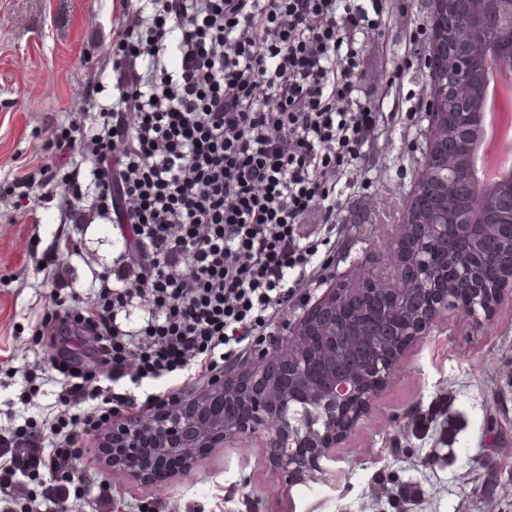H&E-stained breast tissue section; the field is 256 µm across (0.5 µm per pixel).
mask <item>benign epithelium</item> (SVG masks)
I'll return each instance as SVG.
<instances>
[{"label": "benign epithelium", "mask_w": 512, "mask_h": 512, "mask_svg": "<svg viewBox=\"0 0 512 512\" xmlns=\"http://www.w3.org/2000/svg\"><path fill=\"white\" fill-rule=\"evenodd\" d=\"M428 66L430 130L420 178L408 194L393 265L348 288H331L302 317L288 350L255 352L241 376L211 374L199 393L172 395L147 418L112 423L104 446L112 471L148 476L140 462L259 438L286 483L315 473L385 390L405 348L449 311L490 316L512 297V191L469 187L475 128L466 88L487 69L512 72V0H432ZM493 266L495 285L479 276Z\"/></svg>", "instance_id": "benign-epithelium-1"}]
</instances>
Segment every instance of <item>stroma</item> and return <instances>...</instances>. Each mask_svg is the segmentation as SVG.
<instances>
[{
    "instance_id": "1",
    "label": "stroma",
    "mask_w": 512,
    "mask_h": 512,
    "mask_svg": "<svg viewBox=\"0 0 512 512\" xmlns=\"http://www.w3.org/2000/svg\"><path fill=\"white\" fill-rule=\"evenodd\" d=\"M383 32L364 52V83L382 112L387 136L370 158L374 181L347 202L337 220L344 227L316 284L301 289L295 305L276 322L265 346L283 350L290 328L327 288L326 274L354 283L385 271L389 254L381 239L392 224L376 222L380 198L399 215L423 163L430 76L426 31L429 0L389 4ZM120 0H0V187L47 145L91 83L112 93V29ZM413 65L412 79L388 85L393 69ZM61 199L39 201L37 223H9L0 205V429L10 423L44 428L58 413L56 389L25 382L34 363L62 359L60 336H40L34 326L55 305H72L86 294L94 273L117 272L124 250L119 229L79 209L64 216ZM77 232L78 250H64L66 233ZM56 258L42 278L39 260ZM93 431L69 470L41 471L22 483L0 477V512H392L387 504L390 472L417 481L420 494L409 512H512V485L496 480L512 467V304L488 319L451 313L411 345L375 407L358 424L324 478L286 488L272 473L265 449L252 440L214 448L190 468L153 482L113 474ZM429 448H454L448 468L429 463ZM111 493L98 494V479Z\"/></svg>"
}]
</instances>
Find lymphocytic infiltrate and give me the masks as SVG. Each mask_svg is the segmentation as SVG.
Returning a JSON list of instances; mask_svg holds the SVG:
<instances>
[{"label":"lymphocytic infiltrate","instance_id":"1","mask_svg":"<svg viewBox=\"0 0 512 512\" xmlns=\"http://www.w3.org/2000/svg\"><path fill=\"white\" fill-rule=\"evenodd\" d=\"M380 0H123L112 37L111 108L94 93L58 126L50 153L14 178L15 217L42 190L81 202L74 151L95 177L90 211L118 225L131 276L92 279L84 320L72 323L78 369L26 370L59 389L50 439L19 425L0 475L68 467L83 435L110 424L111 384L217 367L314 284L318 247L303 227L336 235V212L370 174L382 115L362 82ZM148 319L113 327L128 307Z\"/></svg>","mask_w":512,"mask_h":512}]
</instances>
